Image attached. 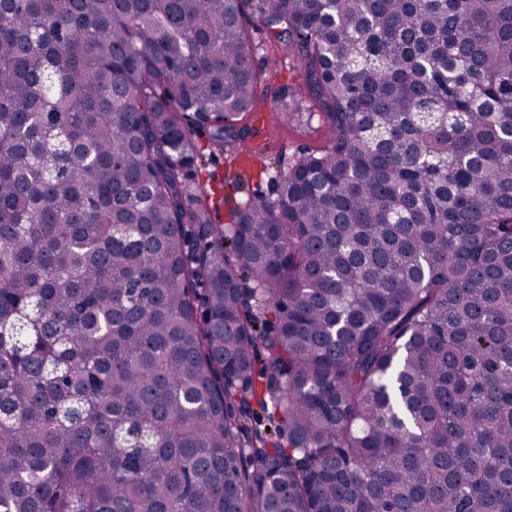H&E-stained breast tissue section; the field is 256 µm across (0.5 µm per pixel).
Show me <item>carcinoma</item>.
Listing matches in <instances>:
<instances>
[{
	"mask_svg": "<svg viewBox=\"0 0 512 512\" xmlns=\"http://www.w3.org/2000/svg\"><path fill=\"white\" fill-rule=\"evenodd\" d=\"M0 512H512V0H0ZM251 32L254 42L268 55L257 54L253 64L267 74V80L270 78L262 84L265 92L256 110L243 114L239 123L252 133L231 159L210 156L205 140H201L204 150L193 167L197 173L195 185L211 196L215 224H230L232 209L254 194L271 191L277 160L293 161L306 149L324 146L321 110L305 85L300 58L292 52H273L266 32L254 27ZM277 112H288V121L280 120ZM230 170L241 174L237 188L222 185Z\"/></svg>",
	"mask_w": 512,
	"mask_h": 512,
	"instance_id": "obj_1",
	"label": "carcinoma"
}]
</instances>
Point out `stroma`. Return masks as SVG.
I'll use <instances>...</instances> for the list:
<instances>
[{
    "mask_svg": "<svg viewBox=\"0 0 512 512\" xmlns=\"http://www.w3.org/2000/svg\"><path fill=\"white\" fill-rule=\"evenodd\" d=\"M263 51L254 58L269 85L255 111L241 119L250 133L237 154L226 158L202 151L194 170L196 185L210 194L214 223H231V211L248 197L266 194L278 161H290L302 151L322 147L324 124L302 76V62L292 52L270 51L266 32L253 30Z\"/></svg>",
    "mask_w": 512,
    "mask_h": 512,
    "instance_id": "35a3bbf8",
    "label": "stroma"
}]
</instances>
